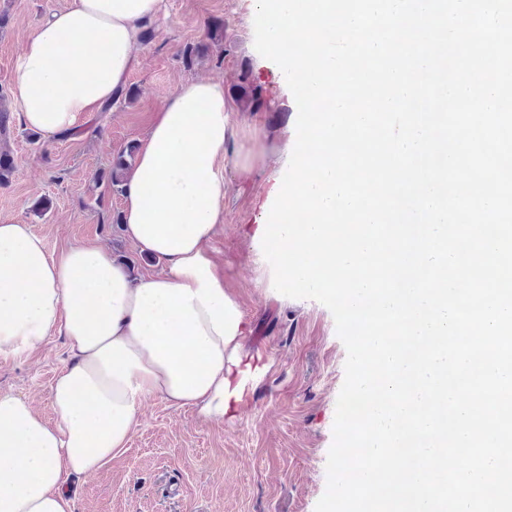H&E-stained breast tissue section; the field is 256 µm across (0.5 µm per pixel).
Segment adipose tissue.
Wrapping results in <instances>:
<instances>
[{
    "mask_svg": "<svg viewBox=\"0 0 512 512\" xmlns=\"http://www.w3.org/2000/svg\"><path fill=\"white\" fill-rule=\"evenodd\" d=\"M162 0H69L15 65L26 126L53 137L112 101L137 62L142 21ZM224 84L189 79L151 126L124 180L123 231L163 270L132 280L104 248L48 253L27 224H0V354L64 337L48 422L30 399L0 393V512H74L71 481L125 448L142 401L158 397L223 418L255 374L240 373L248 323L208 245L224 222L217 160L233 136Z\"/></svg>",
    "mask_w": 512,
    "mask_h": 512,
    "instance_id": "adipose-tissue-1",
    "label": "adipose tissue"
}]
</instances>
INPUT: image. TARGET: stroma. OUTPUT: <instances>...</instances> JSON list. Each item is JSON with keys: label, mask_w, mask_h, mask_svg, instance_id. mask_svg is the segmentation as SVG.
<instances>
[{"label": "stroma", "mask_w": 512, "mask_h": 512, "mask_svg": "<svg viewBox=\"0 0 512 512\" xmlns=\"http://www.w3.org/2000/svg\"><path fill=\"white\" fill-rule=\"evenodd\" d=\"M68 0H0L9 18L0 29V109L10 117L7 146L14 169L0 183V224H27L49 251L93 243L111 251L136 277L159 272L114 216L123 193L95 176L147 131L172 91L193 78L224 83L235 136L224 146V223L211 244L224 283L245 311L250 355L259 381L221 420L146 398L127 447L94 475L73 482L74 512H315L327 486L336 402L346 348L323 304L278 293L259 261L257 231L274 171L286 164L296 136V110L286 80L254 47L249 0H163L144 23L138 62L125 85L131 103L86 117L76 130L46 138L25 127L14 106V68L41 21ZM222 40L209 38L212 23ZM208 52L186 62L185 47ZM244 86H257L263 109L246 108ZM70 360L69 346L50 337L28 355H0V392L33 398L54 420L51 387Z\"/></svg>", "instance_id": "1"}]
</instances>
